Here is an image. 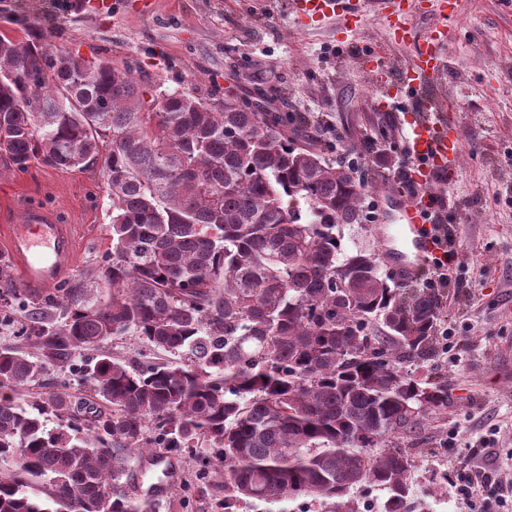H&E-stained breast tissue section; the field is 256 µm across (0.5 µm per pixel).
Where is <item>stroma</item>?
I'll return each instance as SVG.
<instances>
[{
    "mask_svg": "<svg viewBox=\"0 0 512 512\" xmlns=\"http://www.w3.org/2000/svg\"><path fill=\"white\" fill-rule=\"evenodd\" d=\"M361 24L348 31L335 16L300 26L287 0H0V36L47 33L53 51L87 60L133 65L135 77L162 89L216 99L235 98L265 112H301L309 118L305 141L327 158L357 161L373 196L369 223L345 228L347 250L382 249L395 215L394 199L411 196L410 159L399 126L408 99H387L362 68L363 54L385 58L389 78L413 56L432 18L413 15V38L391 40L384 0H361ZM446 43L450 68L429 94L457 109L461 163L454 180L435 177L436 211L453 233L455 260L440 287L439 357L409 364L415 377L448 386L440 423L421 430L429 445L412 472L415 497L429 512H465L459 491L483 467L498 484L512 485V11L500 0H460ZM362 145L350 154L351 142ZM38 205L73 225L74 283L96 272L110 249L112 203L100 170H58L31 163L24 172L0 168V226ZM86 352L69 365H48L44 376L19 391L29 404L49 391L86 395L78 371ZM189 480L186 512H224L218 473L196 481V463L178 457Z\"/></svg>",
    "mask_w": 512,
    "mask_h": 512,
    "instance_id": "35a3bbf8",
    "label": "stroma"
}]
</instances>
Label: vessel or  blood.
<instances>
[{"label":"vessel or blood","mask_w":512,"mask_h":512,"mask_svg":"<svg viewBox=\"0 0 512 512\" xmlns=\"http://www.w3.org/2000/svg\"><path fill=\"white\" fill-rule=\"evenodd\" d=\"M436 24L420 43L416 53L402 66L396 82L400 93L411 98L403 117L405 140L411 158V180L428 185L433 175L454 177L459 160V128L438 101L424 98L423 90L436 84L445 70L447 58L437 48L447 37L448 20L458 15L459 0H437ZM336 0H291L290 8L302 26L323 22L336 12ZM399 232L407 253L387 252L390 269L403 281H411L418 270L440 253L438 232L424 203L399 199ZM6 244L26 291L42 293L57 286L74 266L76 243L73 227L41 207L27 208L16 224L5 225ZM143 472L154 473V480L139 483V492L154 500L167 498L178 478L174 460L160 454L145 459Z\"/></svg>","instance_id":"1"}]
</instances>
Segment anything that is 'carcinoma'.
Here are the masks:
<instances>
[{"instance_id":"1","label":"carcinoma","mask_w":512,"mask_h":512,"mask_svg":"<svg viewBox=\"0 0 512 512\" xmlns=\"http://www.w3.org/2000/svg\"><path fill=\"white\" fill-rule=\"evenodd\" d=\"M305 123L0 37V165L98 164L112 201L101 272L36 303L26 345L0 347V459L16 461L0 512H154L119 483L152 448L213 452L224 512L301 497L360 512L364 484L387 491L379 512H412L414 436L448 386L403 365L437 357L441 300L396 287L376 252L345 251L369 181L301 145ZM113 336L180 361L130 364L103 350ZM75 350L96 352L81 368L91 418L63 392L15 401ZM48 414L67 423L49 429Z\"/></svg>"}]
</instances>
